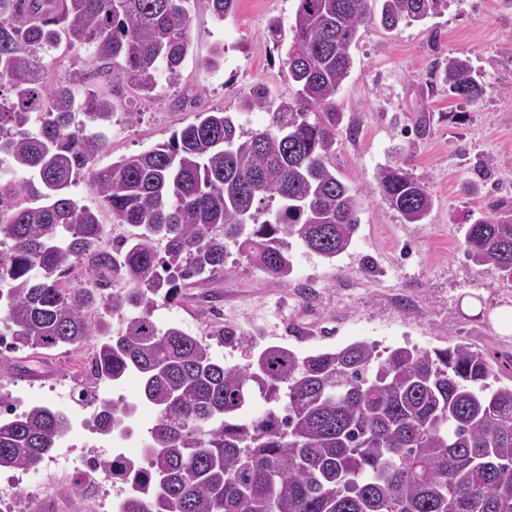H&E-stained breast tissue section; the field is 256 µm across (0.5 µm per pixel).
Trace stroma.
<instances>
[{"label":"stroma","instance_id":"35a3bbf8","mask_svg":"<svg viewBox=\"0 0 512 512\" xmlns=\"http://www.w3.org/2000/svg\"><path fill=\"white\" fill-rule=\"evenodd\" d=\"M295 10L296 0H238L220 21L193 10L181 80L159 81L149 98L101 70L91 87L111 99L114 114L101 127L106 146L94 166L166 142L202 110L236 113L240 96L259 83L270 90L269 104L240 122L247 131L266 128L273 107L296 92L269 28L279 25L283 41H290ZM218 45L223 64L204 70L202 60ZM351 55L353 67L336 100L359 132L354 138L338 133L334 161L343 180L361 192L353 243L333 260L292 244L286 284L237 261L220 284L225 324L301 354L356 341L431 351L463 340L507 361L512 335L497 333L487 313L512 306V287L466 257L464 233L491 215L496 202L512 205V7L504 0H444L420 23L395 31L362 27ZM448 56L469 59L486 86L483 97L468 101L437 82L434 61ZM131 112L136 121H128ZM399 162L424 178L434 199L424 223H405L376 191L378 172ZM301 284L310 297L298 294ZM466 297L478 299L484 314L466 313ZM152 318L193 336L210 329L187 305H157ZM69 359L60 349L40 362L37 375L0 371V391L27 389L33 398L54 400L50 387L67 380Z\"/></svg>","mask_w":512,"mask_h":512}]
</instances>
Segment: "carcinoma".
Returning a JSON list of instances; mask_svg holds the SVG:
<instances>
[{
    "label": "carcinoma",
    "instance_id": "1",
    "mask_svg": "<svg viewBox=\"0 0 512 512\" xmlns=\"http://www.w3.org/2000/svg\"><path fill=\"white\" fill-rule=\"evenodd\" d=\"M217 20L237 0H0V281L11 352L28 357L94 343V373L112 382L134 372L155 411L146 490L123 512H512V384L495 386L490 355L460 341L434 351L384 350L356 341L301 355L252 340L218 320L212 285L232 254L288 283L290 239L334 259L359 228L360 192L334 162L344 114L336 94L353 66L351 46L377 20L389 31L437 11L442 0H297L282 66L298 89L263 130L246 132L222 110L156 147L104 168L90 125L112 117L94 93L47 88L43 54L86 47L90 65L149 97L172 83L190 49L191 6ZM434 76L469 101L486 92L469 59L449 57ZM262 83L238 111L263 107ZM84 120L74 121L76 112ZM112 223L132 228L107 240L98 211L69 192L83 172ZM381 200L421 224L434 200L404 166L377 176ZM267 219L259 221L261 214ZM465 253L512 284V214L468 225ZM84 268L85 283L66 277ZM123 287L109 290L112 279ZM206 288L192 296L189 288ZM199 303L210 335L248 354L243 366L180 326L160 327V303ZM125 316L114 334L104 313ZM275 404L247 415L248 384ZM128 411L103 405V427ZM63 420L46 404L0 418V470L38 467Z\"/></svg>",
    "mask_w": 512,
    "mask_h": 512
}]
</instances>
